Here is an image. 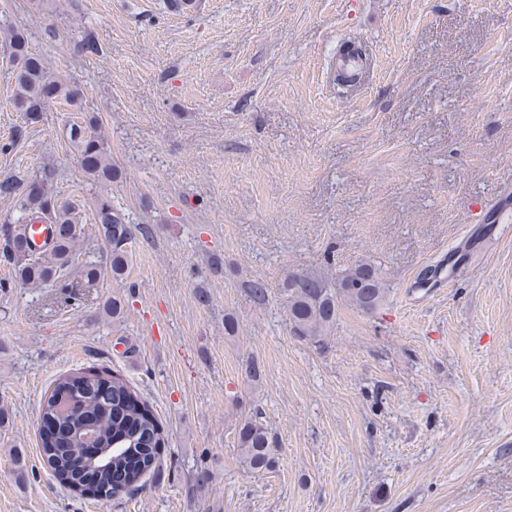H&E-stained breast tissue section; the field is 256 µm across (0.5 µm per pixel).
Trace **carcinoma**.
I'll use <instances>...</instances> for the list:
<instances>
[{
	"mask_svg": "<svg viewBox=\"0 0 512 512\" xmlns=\"http://www.w3.org/2000/svg\"><path fill=\"white\" fill-rule=\"evenodd\" d=\"M4 38L15 63L11 101L16 111L35 120L53 102L78 105L79 90L48 73L44 58L30 50L22 28L8 29ZM68 140L86 175L95 181L107 182L116 177L95 116H85L83 122L71 124ZM0 196L15 197L19 210L16 218L6 217L3 223L14 224L7 229L6 249L13 255L21 283L33 285L70 277L75 263V242L82 232V218L75 204L60 200L53 192L51 172L43 170L27 181L5 178L0 181ZM95 213V223L101 225L111 245L112 274L120 276L124 271L123 246L132 235L131 226L106 196L97 201ZM35 221L53 225L55 239L44 251L30 245L25 252L18 238L25 233L27 225ZM387 293L380 269L369 262L345 269L334 282L309 273H290L285 280L292 330L296 336L314 343L321 342L334 327L340 306L375 314L384 306ZM78 378L88 379V390L73 400L65 424L77 430L85 417L95 418L103 445L100 459L89 460L87 469L94 476L96 487L106 490L109 499H120L138 489L139 470L155 469L158 448L164 446L162 426L154 412L121 377L89 370L79 372ZM127 429L133 433L129 435L125 454H112V438ZM274 447V437L263 423L256 418L243 422L238 433V449L250 469L256 472L270 469L275 463ZM81 448L82 444L75 438L69 448L53 451L42 448L40 453L53 475L73 486L83 484V478L69 467L70 457Z\"/></svg>",
	"mask_w": 512,
	"mask_h": 512,
	"instance_id": "1",
	"label": "carcinoma"
}]
</instances>
